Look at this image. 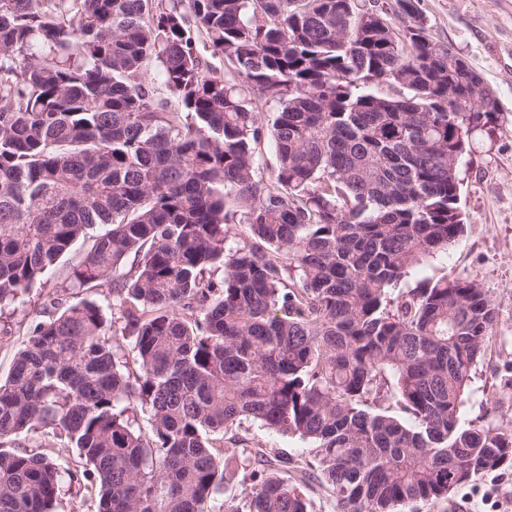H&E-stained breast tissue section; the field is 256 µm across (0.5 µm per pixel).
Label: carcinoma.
<instances>
[{
  "instance_id": "cac0c4a2",
  "label": "carcinoma",
  "mask_w": 512,
  "mask_h": 512,
  "mask_svg": "<svg viewBox=\"0 0 512 512\" xmlns=\"http://www.w3.org/2000/svg\"><path fill=\"white\" fill-rule=\"evenodd\" d=\"M418 4L397 32L365 0H0V310L80 240L74 286L112 292L110 320L82 300L38 323L0 380V512L83 481L97 512H210L230 477L250 491L224 512H315L304 465L342 512H402L512 466L511 430L461 422L488 292L392 296L463 232L460 162L498 112ZM244 421L311 459L273 464ZM59 430L73 468L16 447Z\"/></svg>"
}]
</instances>
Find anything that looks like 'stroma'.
<instances>
[{
    "label": "stroma",
    "instance_id": "stroma-1",
    "mask_svg": "<svg viewBox=\"0 0 512 512\" xmlns=\"http://www.w3.org/2000/svg\"><path fill=\"white\" fill-rule=\"evenodd\" d=\"M419 8L431 39L451 45L493 90L498 119L476 134L461 160L463 234L448 253L411 271L404 285L443 275L481 280L498 318L461 419L481 425L490 416L512 429V0H419ZM85 254V245L75 244L21 303L0 310L1 379L35 325L55 314L54 299L66 306L80 301L68 276ZM448 512H512V469L478 478L451 499Z\"/></svg>",
    "mask_w": 512,
    "mask_h": 512
}]
</instances>
